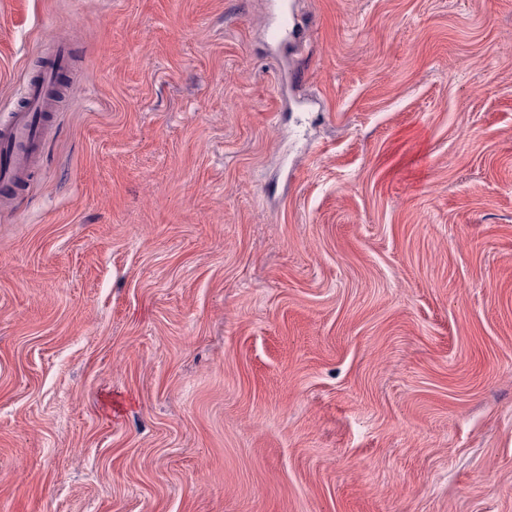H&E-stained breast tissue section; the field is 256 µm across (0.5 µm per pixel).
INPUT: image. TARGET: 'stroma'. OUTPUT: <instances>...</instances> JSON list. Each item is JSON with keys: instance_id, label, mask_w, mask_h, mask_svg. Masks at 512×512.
Here are the masks:
<instances>
[{"instance_id": "35a3bbf8", "label": "stroma", "mask_w": 512, "mask_h": 512, "mask_svg": "<svg viewBox=\"0 0 512 512\" xmlns=\"http://www.w3.org/2000/svg\"><path fill=\"white\" fill-rule=\"evenodd\" d=\"M0 0V512H512V0ZM72 85L60 86L54 69H45L38 79L29 80L22 104L0 122V194L8 199L10 189L21 186L42 161V146L57 112L61 97L69 95Z\"/></svg>"}]
</instances>
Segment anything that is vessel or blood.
<instances>
[{
	"label": "vessel or blood",
	"instance_id": "vessel-or-blood-1",
	"mask_svg": "<svg viewBox=\"0 0 512 512\" xmlns=\"http://www.w3.org/2000/svg\"><path fill=\"white\" fill-rule=\"evenodd\" d=\"M54 68L29 80L21 105L0 122V189L21 186L42 161V146L50 130L51 119L63 96L71 89L57 83L55 67H68L69 45H59L54 53Z\"/></svg>",
	"mask_w": 512,
	"mask_h": 512
}]
</instances>
